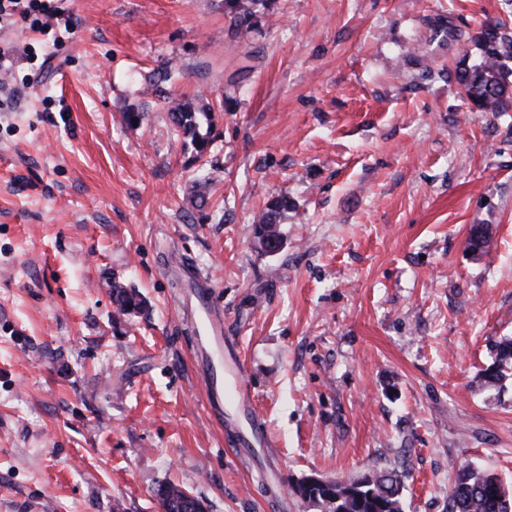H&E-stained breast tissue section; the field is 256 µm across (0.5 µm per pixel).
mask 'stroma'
Listing matches in <instances>:
<instances>
[{"label": "stroma", "instance_id": "stroma-1", "mask_svg": "<svg viewBox=\"0 0 512 512\" xmlns=\"http://www.w3.org/2000/svg\"><path fill=\"white\" fill-rule=\"evenodd\" d=\"M62 6L73 32L0 26L24 54L0 77V512H161L169 482L325 512L295 486L391 469L404 512H448L466 462L512 485V377L482 385L512 338V109L454 78L512 0H271L243 42L221 0ZM181 96L212 108L201 201ZM200 276L274 458L210 414ZM116 282L146 302L117 325ZM287 209L288 198L286 196L275 198L268 202L265 209L259 214L257 220L254 222L256 234L261 238L264 247L265 244L267 247L268 243L266 240L268 239H274L281 245V233L277 228V224H279L278 217Z\"/></svg>", "mask_w": 512, "mask_h": 512}]
</instances>
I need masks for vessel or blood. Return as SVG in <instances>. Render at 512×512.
I'll use <instances>...</instances> for the list:
<instances>
[{"label":"vessel or blood","instance_id":"b4317fda","mask_svg":"<svg viewBox=\"0 0 512 512\" xmlns=\"http://www.w3.org/2000/svg\"><path fill=\"white\" fill-rule=\"evenodd\" d=\"M208 285L197 290L198 315L193 324L202 378L211 396L210 408L216 420H223L225 405L245 411L250 389L240 374V365L225 344L222 326L212 312Z\"/></svg>","mask_w":512,"mask_h":512}]
</instances>
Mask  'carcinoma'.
I'll return each mask as SVG.
<instances>
[{
  "instance_id": "obj_1",
  "label": "carcinoma",
  "mask_w": 512,
  "mask_h": 512,
  "mask_svg": "<svg viewBox=\"0 0 512 512\" xmlns=\"http://www.w3.org/2000/svg\"><path fill=\"white\" fill-rule=\"evenodd\" d=\"M224 15L229 22L231 38L241 40L254 31L256 19L269 9V0H223ZM479 57L473 64H464L455 78L472 107L483 112H504L512 101V29L504 24L488 26L475 39ZM173 122L181 133L190 138L195 159H201L210 147L211 108L196 107L186 98L167 100ZM288 209V197H278L266 205L255 221L256 234L261 240L281 241L277 228L278 217ZM116 311L135 314L143 307L138 292L116 285L112 290ZM498 369L485 374L484 385L495 388L505 377L506 368L512 364V339L499 343ZM501 479L488 471L471 465L459 469L454 485L448 490V512H512V495L502 491ZM402 475L396 472L373 474V482L364 479L347 482L345 497L337 505L329 506L328 489L311 486L302 490L301 497L328 506L330 512H403L400 494ZM157 497L165 512H195L194 502L184 497L181 488L174 484L161 486Z\"/></svg>"
}]
</instances>
